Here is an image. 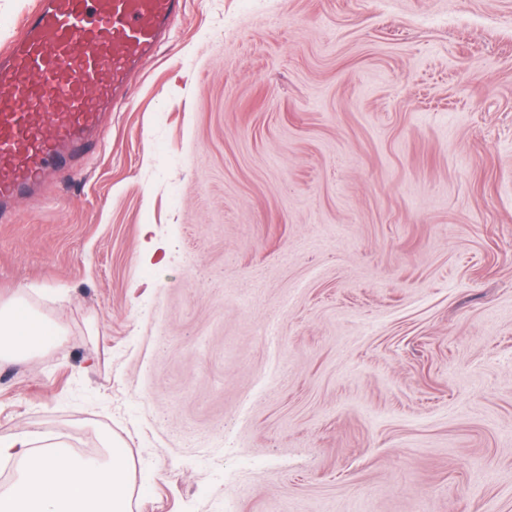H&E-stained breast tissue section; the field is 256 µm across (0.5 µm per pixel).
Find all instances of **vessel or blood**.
<instances>
[{
	"label": "vessel or blood",
	"instance_id": "vessel-or-blood-1",
	"mask_svg": "<svg viewBox=\"0 0 512 512\" xmlns=\"http://www.w3.org/2000/svg\"><path fill=\"white\" fill-rule=\"evenodd\" d=\"M184 0H37L0 51V219L78 155Z\"/></svg>",
	"mask_w": 512,
	"mask_h": 512
}]
</instances>
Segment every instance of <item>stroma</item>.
I'll use <instances>...</instances> for the list:
<instances>
[{
	"label": "stroma",
	"mask_w": 512,
	"mask_h": 512,
	"mask_svg": "<svg viewBox=\"0 0 512 512\" xmlns=\"http://www.w3.org/2000/svg\"><path fill=\"white\" fill-rule=\"evenodd\" d=\"M0 435L133 512H512V0H186L0 223ZM64 339L57 324L35 315L22 302L0 303V364L27 362Z\"/></svg>",
	"instance_id": "1"
}]
</instances>
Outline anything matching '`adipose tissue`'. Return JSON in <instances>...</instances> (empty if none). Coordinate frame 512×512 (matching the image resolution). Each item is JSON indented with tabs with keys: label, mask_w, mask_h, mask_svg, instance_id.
Here are the masks:
<instances>
[{
	"label": "adipose tissue",
	"mask_w": 512,
	"mask_h": 512,
	"mask_svg": "<svg viewBox=\"0 0 512 512\" xmlns=\"http://www.w3.org/2000/svg\"><path fill=\"white\" fill-rule=\"evenodd\" d=\"M64 340L62 329L19 301L0 303V364L29 361ZM104 460L79 456L39 432L0 435V464L17 477L0 491V512H132V462L117 437Z\"/></svg>",
	"instance_id": "1"
}]
</instances>
